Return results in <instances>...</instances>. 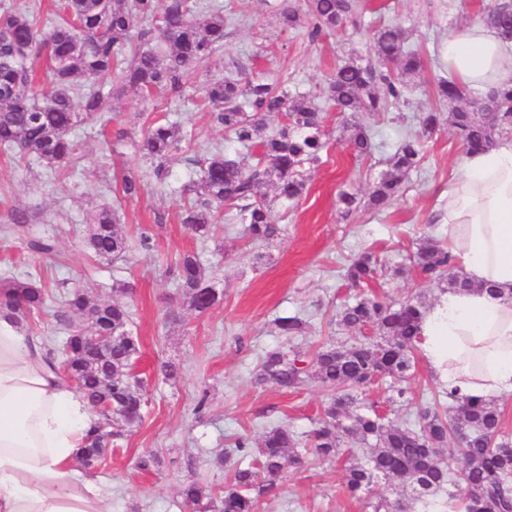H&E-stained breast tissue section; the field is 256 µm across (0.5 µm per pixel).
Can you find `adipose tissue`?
<instances>
[{"label": "adipose tissue", "mask_w": 512, "mask_h": 512, "mask_svg": "<svg viewBox=\"0 0 512 512\" xmlns=\"http://www.w3.org/2000/svg\"><path fill=\"white\" fill-rule=\"evenodd\" d=\"M443 56L468 87L512 86V46L494 30L466 27ZM438 219L468 286L431 304L417 347L441 388L512 395V139L466 156ZM42 353L24 324L0 312V512H109L97 478L75 468L95 416Z\"/></svg>", "instance_id": "ef3b65f1"}]
</instances>
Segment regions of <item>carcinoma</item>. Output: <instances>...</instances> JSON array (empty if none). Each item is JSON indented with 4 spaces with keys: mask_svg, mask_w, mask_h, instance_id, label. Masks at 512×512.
<instances>
[{
    "mask_svg": "<svg viewBox=\"0 0 512 512\" xmlns=\"http://www.w3.org/2000/svg\"><path fill=\"white\" fill-rule=\"evenodd\" d=\"M200 8L196 0H64L61 12L44 23L33 11L1 10L0 147L35 157L53 170L70 167L78 160L72 131L107 111L112 92L130 89L144 99L181 96L188 65L208 60L224 45L223 7H211L204 19L198 17ZM278 20L281 28L291 30L306 20L313 37L361 25L357 0H308L307 16L287 6L280 9ZM480 20L512 41V0H494ZM407 40L408 31L400 24L378 26L373 33L376 63L351 59L326 81L325 100L342 115L345 143L358 158L373 148L364 117L400 102L406 79L422 70L420 54L407 47ZM110 77L118 83L114 91L101 84ZM435 94L448 104V111L420 113L421 134L398 143L388 158L389 169L368 189L373 208L381 210L398 196L404 177L425 158L423 137L441 126L448 125L468 153L512 136V87L479 92L450 76L437 81ZM202 99L213 122L236 147L191 160L195 169L181 184V195L189 197L182 223L205 242L224 212L232 220L242 218V235L252 242L277 238L282 228L272 220L267 189L288 200L303 195L304 168L320 161L325 146L322 108L307 93L279 90L255 78L244 83L212 78L202 89ZM184 140L180 124L169 120L154 121L135 134L132 145L150 163L154 182L127 171L121 178L124 199H139L151 185L165 190L172 165L181 161ZM252 148L258 159L248 166L243 151ZM86 224V246L95 258L114 261L130 252L112 208L90 213ZM409 261L425 280L445 281L450 288L467 286L455 272L454 256L431 236L422 239ZM383 270L385 265L373 253L363 252L346 267L344 280L360 287ZM175 272L177 287L195 310L203 313L218 302L216 284L199 254L183 255L175 262ZM48 296V289L29 277L0 279V297L21 323L41 312ZM62 305L58 320L68 330L62 343L65 357L49 350V367L65 371L88 404L112 400V418L99 415L85 438L82 458L90 462L82 466L92 471L104 462L106 436L121 439L142 421L144 392L131 376L139 343L127 330L130 312L124 303L72 289L63 294ZM427 308L419 298L394 302L377 295L358 297L340 310L338 323L359 331L373 329L375 337L364 335L352 343L330 339L308 361L296 346L266 352L259 380L287 391L313 380L327 393L318 428L302 437L284 425L274 426L255 447L246 438L237 439L239 456L250 462L235 464L221 495L192 481L182 486L183 499L195 512H257L259 498L273 493L288 471L303 467L306 455L336 463L357 446L365 463L346 468V486L352 492L382 478L409 486L425 506L428 498L442 494L450 505L461 502L459 512H512V440L501 434L497 402L446 391L416 404L408 398L415 421L397 424L377 403L358 399V391L386 378L398 396H405L401 383ZM73 316L80 320L75 326ZM275 324L282 335L297 340L310 329V322L298 314L278 317ZM89 335L117 340L110 350L95 352L86 342ZM450 441L456 469L444 455ZM460 482L467 488L462 497L455 492Z\"/></svg>",
    "mask_w": 512,
    "mask_h": 512,
    "instance_id": "cac0c4a2",
    "label": "carcinoma"
}]
</instances>
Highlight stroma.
<instances>
[{"mask_svg": "<svg viewBox=\"0 0 512 512\" xmlns=\"http://www.w3.org/2000/svg\"><path fill=\"white\" fill-rule=\"evenodd\" d=\"M219 5L228 20L224 45L206 63L193 66L183 96L144 100L126 94L113 101L111 112L76 127L78 161L73 168L50 170L38 161L0 150V275L27 274L44 282L52 297L36 317L35 330L63 335L58 321L61 296L73 288L95 299L117 300L131 311L129 324L140 343L139 376L146 405L141 424L100 467L98 478L112 484V512H192L181 497L183 484H223L232 468L235 441L257 442L265 425L281 424L297 432L312 431L325 399L315 383L296 391L258 383L264 354L289 348L275 326L280 316L300 314L311 323L301 340L312 353L334 336L347 340L351 331L338 328L336 316L350 294L342 268L354 255L370 249L388 265L405 262L424 235L447 233L436 223V211L448 183L457 177L465 153L449 128L426 140L420 169L404 180L399 197L381 213L359 207L350 217L339 210L340 190L366 191L388 168L398 139L419 133L415 116L434 102V83L447 76L442 46L448 36L477 24L489 0H361L360 29H346L311 40L306 29L281 30L276 21L282 0H200ZM384 22L408 29L424 69L408 79L405 100L372 122L376 147L360 159L342 143V123L334 105L326 112V149L307 172L300 201L272 203L281 235L254 243L241 235V224L218 223L212 240L197 241L181 222L184 197L176 188L191 171L189 157L205 147H230L199 95L210 78L239 69L241 78L261 77L287 90L319 94L336 67L356 57L375 61L372 35ZM180 122L188 134L186 161L173 165L169 182L174 193L145 192L139 200L122 197L126 170L147 172L127 138L155 118ZM109 205L117 208L132 248L126 260L106 262L90 255L84 244L86 214ZM27 220L17 225L15 212ZM50 239L55 254L34 256L32 239ZM199 252L220 292L210 310L191 309L170 272L178 255ZM135 290L122 292L124 283ZM440 287L417 274L385 275L368 286L371 294L394 300L435 299ZM181 366L179 378L164 379L159 365ZM205 407H198L200 395ZM159 464L145 472L137 467L143 453ZM224 463H217V455ZM412 500L411 491L379 480L349 491L341 465L309 457L291 471L279 490L260 498L258 512H373L377 498Z\"/></svg>", "mask_w": 512, "mask_h": 512, "instance_id": "1", "label": "stroma"}]
</instances>
